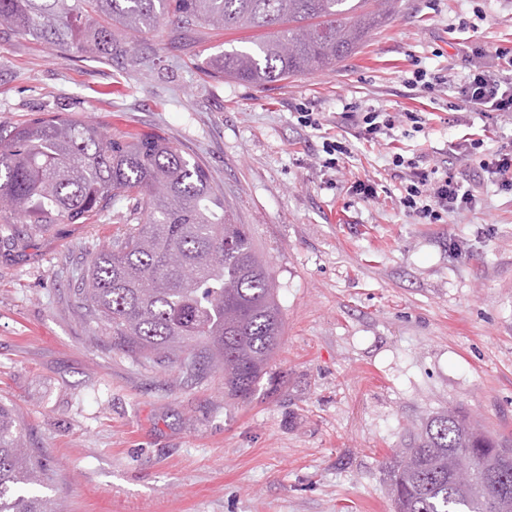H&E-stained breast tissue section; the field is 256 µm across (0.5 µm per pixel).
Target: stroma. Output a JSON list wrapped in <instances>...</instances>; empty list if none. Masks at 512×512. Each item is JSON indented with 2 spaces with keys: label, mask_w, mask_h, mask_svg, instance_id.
I'll list each match as a JSON object with an SVG mask.
<instances>
[{
  "label": "stroma",
  "mask_w": 512,
  "mask_h": 512,
  "mask_svg": "<svg viewBox=\"0 0 512 512\" xmlns=\"http://www.w3.org/2000/svg\"><path fill=\"white\" fill-rule=\"evenodd\" d=\"M244 31L163 23L136 66L85 61L0 35V129L41 112L112 135L155 132L210 172L278 285L280 347L251 397L224 375L112 347L78 288L125 230L116 212L45 237L0 225V400L21 418L63 512H393L384 462L425 419L456 407L512 444V194L472 181L474 209L420 224L399 204L393 153L427 160L512 121L448 114L455 86L408 93L414 67L463 78L512 48V0H399L396 18L335 69L264 88L207 78ZM486 56L468 53L471 44ZM411 110L423 131L384 145L336 123L353 108ZM318 113L319 127L299 111ZM346 139L344 168L324 145ZM372 180L373 199L349 185Z\"/></svg>",
  "instance_id": "35a3bbf8"
}]
</instances>
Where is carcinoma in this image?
<instances>
[{"instance_id": "cac0c4a2", "label": "carcinoma", "mask_w": 512, "mask_h": 512, "mask_svg": "<svg viewBox=\"0 0 512 512\" xmlns=\"http://www.w3.org/2000/svg\"><path fill=\"white\" fill-rule=\"evenodd\" d=\"M399 0H0V30L91 59L134 61L131 43L161 20L264 32L253 47L207 63L211 76L264 87L324 71L390 23ZM143 223L90 260L81 305L124 352L224 371V396L244 400L283 334L272 276L249 229L233 223L207 169L160 135L112 136L61 113L0 131V223L46 236L90 224L119 196ZM16 413L0 404V512H61L38 495V459ZM465 451L483 471L451 476ZM395 512H512V448L458 409L430 418L385 462Z\"/></svg>"}]
</instances>
